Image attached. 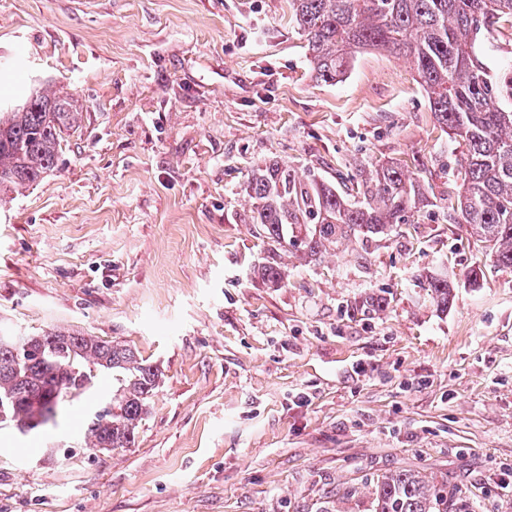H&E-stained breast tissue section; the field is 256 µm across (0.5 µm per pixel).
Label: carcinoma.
Returning a JSON list of instances; mask_svg holds the SVG:
<instances>
[{"label":"carcinoma","mask_w":512,"mask_h":512,"mask_svg":"<svg viewBox=\"0 0 512 512\" xmlns=\"http://www.w3.org/2000/svg\"><path fill=\"white\" fill-rule=\"evenodd\" d=\"M291 21L303 38L312 73L324 82L343 76L357 55L384 51L415 69L440 131L461 147L460 184L448 216L465 225L496 266L512 269V67L493 70L482 50L494 25L512 24V0H288ZM73 98L44 84L19 104L0 110V193L32 186L54 170L65 132L79 126ZM348 185L309 179L273 162L252 170L241 186L249 203L245 221L273 246L257 269L278 286L276 260L293 250L304 260L346 240L360 246L410 223L427 202L415 174L397 161L383 162ZM441 310L451 307L450 279L423 277ZM35 355L0 337V425L30 433L55 422L59 404L76 399L112 375V406L94 414L88 450L128 448L161 382L158 367L129 345L56 328L29 336ZM460 489L416 471L380 475L373 512H456Z\"/></svg>","instance_id":"carcinoma-1"}]
</instances>
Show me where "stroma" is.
I'll return each mask as SVG.
<instances>
[{"label": "stroma", "instance_id": "35a3bbf8", "mask_svg": "<svg viewBox=\"0 0 512 512\" xmlns=\"http://www.w3.org/2000/svg\"><path fill=\"white\" fill-rule=\"evenodd\" d=\"M289 19L288 0H0V94L47 80L82 113L56 169L0 200V329H75L163 372L131 447L85 448L106 374L54 424L0 427V512H371L395 469L512 512V269L448 221L459 152L412 66L369 51L317 80ZM414 158L430 203L402 233L254 275L252 169L336 185ZM426 274L455 280L448 311Z\"/></svg>", "mask_w": 512, "mask_h": 512}]
</instances>
